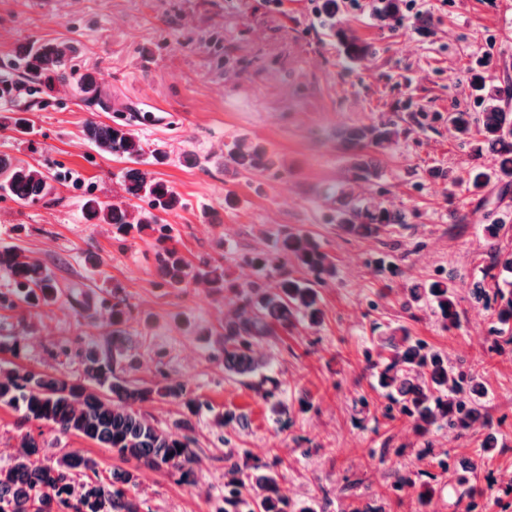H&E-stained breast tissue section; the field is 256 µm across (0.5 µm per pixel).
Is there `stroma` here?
<instances>
[{
    "mask_svg": "<svg viewBox=\"0 0 512 512\" xmlns=\"http://www.w3.org/2000/svg\"><path fill=\"white\" fill-rule=\"evenodd\" d=\"M371 0H342L336 20L321 0H0V72L21 89L0 98V153L60 175L52 196L37 203L0 196V248L20 247L53 276L56 303L37 311L9 305L11 281L0 273V340L24 339L20 362L40 373L83 376L84 348L111 331L110 310L124 302L123 366L146 382L182 383L205 407L193 413L180 398L154 397L141 412L161 426L191 420L195 482L181 485L162 472L123 460L51 426L20 424L0 406V467L8 466L24 435L57 441L61 451L95 457L100 477L137 475L141 512H214L224 500V455L276 465L281 487L320 512H343L348 482L369 494L389 487L394 473L414 464L423 441L403 418L387 420L388 403L377 387L365 350L396 327L479 378L487 388L480 407L484 424L462 433L430 436L448 470L431 512H459L455 479L486 435L499 452L473 476L493 484L490 512H512V329L495 347L491 308L470 291L493 288L486 277L491 252L512 253V193L488 186L484 196L458 189L447 198L435 168L459 175L470 149L449 132L454 109L478 111L470 68L485 58L489 85L512 89V0H405L401 18L380 28ZM431 19L417 33L416 15ZM370 45L361 61L347 60L332 25ZM69 42L79 72L97 82L107 109L88 105L77 91L48 89L28 79L20 51L30 43ZM145 112H174L167 127L137 121ZM439 113L425 129H412L400 147L379 158L382 176L357 193L377 194L408 212L379 236L352 238L326 223L327 201L346 178L338 129L377 121L391 113ZM27 118L26 132L7 116ZM95 120L122 125L145 151L139 167L166 182L180 197L163 214L171 241L191 263L218 259L229 278L260 277L248 256L273 249L281 231L315 237L336 265L320 285L322 323L296 321L259 346L276 365V392L291 422L281 428L250 378L227 379L217 359L214 332L233 314V293L216 294L191 279L161 285L151 232L118 238L105 224L87 223L83 204L127 200L123 174L129 161L98 152L83 135ZM249 139L267 149L273 170H248L230 159L234 144ZM165 163H151L157 146ZM503 220L495 240L481 226ZM397 264L381 273L376 259ZM436 279L458 291L459 326L445 330L431 307L403 308L407 288Z\"/></svg>",
    "mask_w": 512,
    "mask_h": 512,
    "instance_id": "1",
    "label": "stroma"
}]
</instances>
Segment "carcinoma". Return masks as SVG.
<instances>
[{
    "label": "carcinoma",
    "mask_w": 512,
    "mask_h": 512,
    "mask_svg": "<svg viewBox=\"0 0 512 512\" xmlns=\"http://www.w3.org/2000/svg\"><path fill=\"white\" fill-rule=\"evenodd\" d=\"M404 0H373L372 11L379 26L386 27L400 19ZM347 59L358 60L368 47L346 29L335 31ZM73 47L64 43L29 45L23 52L27 75L37 81L62 87L73 86L88 99L98 101L99 89L88 74H79L71 65ZM505 98L493 89L483 97L480 112L456 109L448 113V122L459 139L471 146L473 163L460 176L436 170L443 178L448 200H453L461 186L474 195L481 194L490 183L501 193L512 191V113L502 106ZM403 118L395 114L383 116L370 124L343 128L338 139L346 152L348 177L336 187L337 205L330 222L341 232L357 238H371L390 224L406 223V215L391 209L373 196H357L353 185L374 183L381 178L377 156L396 149L407 133L401 127ZM86 140L101 153L139 163L143 154L140 141L124 127L89 121L84 128ZM491 156L493 165L483 159ZM236 164L250 169H267L273 160L266 151L252 145H241L233 154ZM0 191L24 202L42 200L54 191L52 178L28 163L0 154ZM124 191L129 198H149L150 211L134 212L123 203L106 204L90 197L84 204L85 219L93 224H109L120 234L136 228L157 234L156 270L161 284L178 287L189 278L208 281L217 292H233L239 299L235 314L224 320L218 333L224 359V375L233 377L261 376L260 384L277 385L271 360L256 350L257 344L275 333V327L286 328L295 320L312 325L321 321L322 310L316 285L335 275L329 257L319 250L310 236L285 232L275 248L250 261L278 273L279 279L269 285L259 278L239 284L224 276V268L216 260L204 259L190 267L177 252L167 245L172 228L161 223L159 214L177 207L179 199L167 183L148 173L129 168L124 173ZM302 266L310 278L300 280L288 273V264ZM0 271L13 282L18 300L37 307L56 300L57 285L38 262L21 254L17 247L0 249ZM507 288L493 292L475 289L479 301L497 303V322H512V282ZM433 301L443 327H458L457 289L446 281H434L428 286L408 289L406 308L424 301ZM125 311L113 305L112 331L100 342H93L83 353L84 376L71 380L61 373H37L19 365L0 366V406L19 414L23 424L40 422L51 425L61 434H75L109 448L120 457L134 459L144 466L179 475L186 484L194 481L196 454L189 432L192 426L183 420L173 429H164L154 420L134 409L137 403L153 396L185 398L191 411L203 403L189 397L187 388L178 382L164 380L152 386L134 383L122 376L115 367L123 355L124 336L120 325ZM370 366L378 370V384L398 413L411 421L416 433L426 438L432 429L448 427L459 432L472 429L480 420L479 398L484 395L481 382L440 352L427 348L421 340L407 332L394 330L378 338L373 348L365 351ZM497 452L494 437L487 436L480 453L467 462L465 470L480 468L483 459ZM225 472L224 505L216 512H315L310 507L296 508L282 493L281 475L270 466L255 463L241 467L233 461ZM99 463L76 451L60 455L50 447L26 435L25 443L14 462L0 468V512H140V503L131 494L138 486L137 476L129 471L112 474L103 482L98 475ZM448 470V461L425 451L417 456L413 470L395 472L392 489L420 485L418 512H425L435 495L429 482V468ZM83 470L86 480L75 483L74 470ZM462 491L458 495L461 512H489L493 486L476 489L467 476L458 480ZM381 497L358 494L349 504L348 512H384Z\"/></svg>",
    "instance_id": "cac0c4a2"
}]
</instances>
